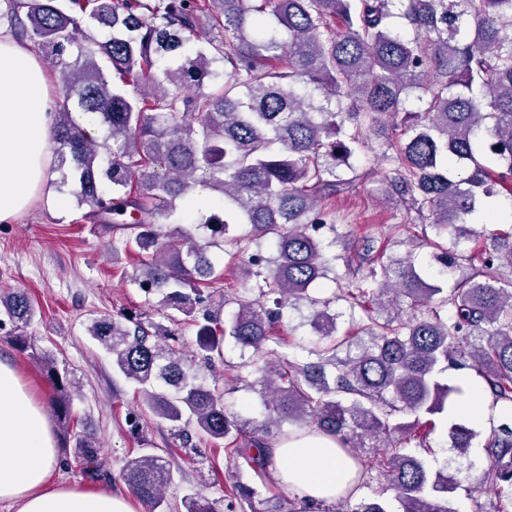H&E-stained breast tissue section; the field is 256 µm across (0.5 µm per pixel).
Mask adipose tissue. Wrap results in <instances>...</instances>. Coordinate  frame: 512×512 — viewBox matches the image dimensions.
I'll list each match as a JSON object with an SVG mask.
<instances>
[{
	"label": "adipose tissue",
	"instance_id": "obj_1",
	"mask_svg": "<svg viewBox=\"0 0 512 512\" xmlns=\"http://www.w3.org/2000/svg\"><path fill=\"white\" fill-rule=\"evenodd\" d=\"M51 80L36 53L0 35V223L38 199L66 200L50 186L54 125ZM59 453L48 415L17 368L0 362V503L16 512H138L129 495L94 493L51 482ZM275 476L307 500L343 497L356 467L335 439L294 434L273 450Z\"/></svg>",
	"mask_w": 512,
	"mask_h": 512
}]
</instances>
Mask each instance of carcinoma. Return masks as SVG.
<instances>
[{
  "instance_id": "obj_1",
  "label": "carcinoma",
  "mask_w": 512,
  "mask_h": 512,
  "mask_svg": "<svg viewBox=\"0 0 512 512\" xmlns=\"http://www.w3.org/2000/svg\"><path fill=\"white\" fill-rule=\"evenodd\" d=\"M0 22L32 41L59 70L62 98L54 109L53 150L62 184L71 185L76 222H91L143 255L129 275L155 311L197 326V346L211 365L232 342L251 351L264 393L261 420L230 416L219 384L191 372L175 332L140 318L111 315L87 331L112 356L113 372L135 385L152 413L185 448L205 439L226 442L268 487L274 479L272 440L287 422L335 438L358 467L352 498L371 472L397 491V510L383 492L352 512H458L448 494L455 479L409 447L412 430L441 414L462 393L448 369L470 366L486 381L502 422L486 451L492 464L480 482L512 492V242L471 260L469 218L512 186V0H0ZM406 21L412 35L394 31ZM207 25L209 35L199 39ZM95 51L78 46L77 35ZM194 39L201 44L190 50ZM77 47V55L71 48ZM163 65L162 76L156 68ZM96 116L104 141L75 119ZM381 140L378 161L394 166L390 190L407 213L428 216L451 238L434 278L408 258L372 268L328 297L311 295L334 272L323 230L336 233L331 201L358 180L351 159ZM203 188L212 198L192 212L187 198ZM182 214L204 231L159 228ZM238 224L249 234H234ZM277 235L274 253L260 239ZM247 257L253 281L234 297L225 320L223 273L212 251ZM407 301L404 318L386 307ZM338 301L360 308V333L337 337ZM289 309L324 344L305 361L279 352L272 326ZM37 308L22 290L0 293V329L52 381L53 410L70 427L73 380L46 348L22 335ZM349 354L338 357L340 349ZM453 450L468 454L474 432L452 423ZM85 475H102L98 443L72 433ZM380 452L357 453L366 441ZM120 478L151 512H162L170 464L138 453ZM250 512L263 507L255 487L236 488ZM185 512H216L197 495Z\"/></svg>"
}]
</instances>
